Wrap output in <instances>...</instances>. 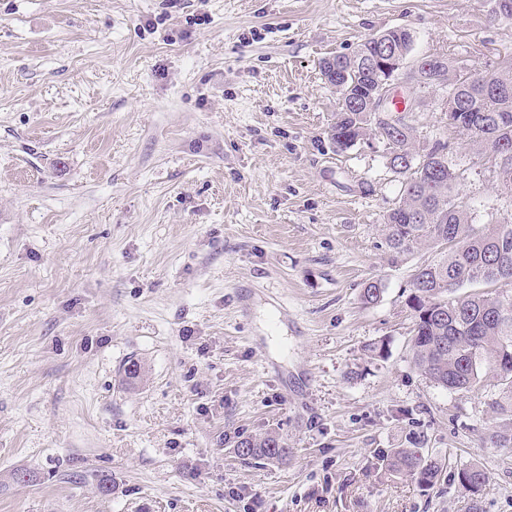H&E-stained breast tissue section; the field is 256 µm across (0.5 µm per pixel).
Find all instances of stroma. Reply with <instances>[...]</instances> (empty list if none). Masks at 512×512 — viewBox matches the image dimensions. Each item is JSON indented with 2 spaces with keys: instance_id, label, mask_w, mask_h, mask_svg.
<instances>
[{
  "instance_id": "35a3bbf8",
  "label": "stroma",
  "mask_w": 512,
  "mask_h": 512,
  "mask_svg": "<svg viewBox=\"0 0 512 512\" xmlns=\"http://www.w3.org/2000/svg\"><path fill=\"white\" fill-rule=\"evenodd\" d=\"M491 5L0 0V512H468L472 460L482 512H512L491 387L411 361L433 252L392 257L400 184L382 141L336 153L320 68L395 27L413 56L500 66ZM413 96L416 145H450L476 223L512 215L444 90ZM268 433L287 458L238 457ZM415 446L444 464L433 486L373 469ZM488 479L487 472L477 463L463 464L458 471L460 485L468 489L475 497Z\"/></svg>"
}]
</instances>
